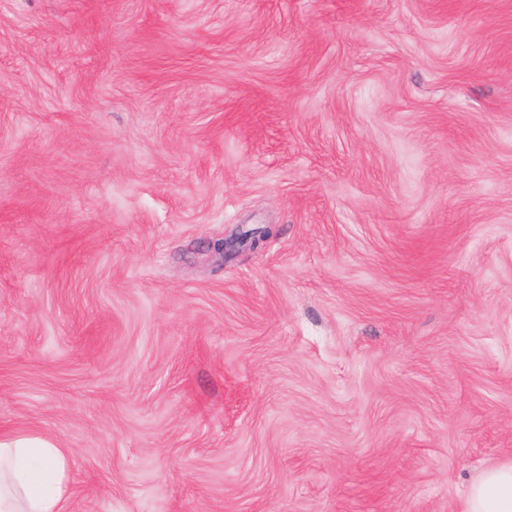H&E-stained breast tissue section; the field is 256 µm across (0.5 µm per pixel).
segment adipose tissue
Here are the masks:
<instances>
[{"instance_id":"obj_1","label":"adipose tissue","mask_w":512,"mask_h":512,"mask_svg":"<svg viewBox=\"0 0 512 512\" xmlns=\"http://www.w3.org/2000/svg\"><path fill=\"white\" fill-rule=\"evenodd\" d=\"M66 449L39 434H0V512H66ZM467 512H512V460L489 466L469 486Z\"/></svg>"}]
</instances>
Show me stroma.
<instances>
[{"instance_id": "35a3bbf8", "label": "stroma", "mask_w": 512, "mask_h": 512, "mask_svg": "<svg viewBox=\"0 0 512 512\" xmlns=\"http://www.w3.org/2000/svg\"><path fill=\"white\" fill-rule=\"evenodd\" d=\"M0 432L66 512H464L512 458V0H0Z\"/></svg>"}]
</instances>
